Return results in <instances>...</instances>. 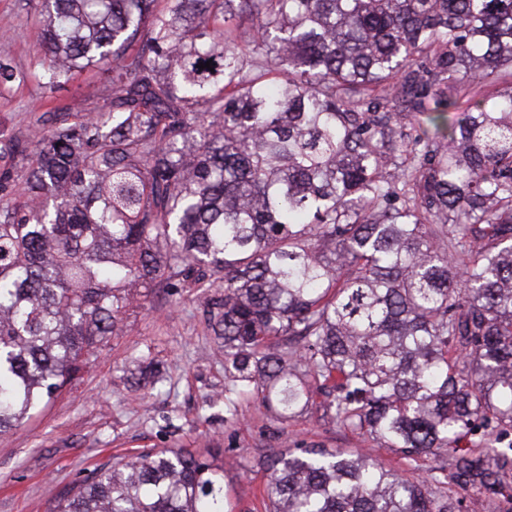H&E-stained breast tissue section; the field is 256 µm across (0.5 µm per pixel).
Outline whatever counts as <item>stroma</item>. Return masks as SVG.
I'll use <instances>...</instances> for the list:
<instances>
[{
  "mask_svg": "<svg viewBox=\"0 0 512 512\" xmlns=\"http://www.w3.org/2000/svg\"><path fill=\"white\" fill-rule=\"evenodd\" d=\"M42 0H0V40L24 83L0 93V131L38 139L47 108L83 102L93 110L110 97L107 65L74 75L47 90L37 73L43 56L37 18ZM199 293L170 295L153 288L142 307L126 314V329L110 337L96 360L57 393L23 428L0 435V512H53L57 497L94 468L141 448H188L235 465L224 485L235 512H264L266 474L261 459L271 450L322 443L367 453L404 472L409 464L371 437L336 427L318 405L279 423L252 400L237 403L233 420L215 395L224 389V359L203 318ZM158 362L163 379L154 389L130 380L138 358Z\"/></svg>",
  "mask_w": 512,
  "mask_h": 512,
  "instance_id": "obj_1",
  "label": "stroma"
}]
</instances>
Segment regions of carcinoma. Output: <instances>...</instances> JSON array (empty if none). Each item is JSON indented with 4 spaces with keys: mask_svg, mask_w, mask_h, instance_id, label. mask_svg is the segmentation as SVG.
Instances as JSON below:
<instances>
[{
    "mask_svg": "<svg viewBox=\"0 0 512 512\" xmlns=\"http://www.w3.org/2000/svg\"><path fill=\"white\" fill-rule=\"evenodd\" d=\"M39 24L43 87L107 62L112 96L49 113L37 143L0 133V434L163 276L207 296L226 414L247 397L283 423L319 395L443 477L281 448L266 512L504 495L512 442L460 443L512 432V0H45ZM21 79L1 45L0 90ZM54 512L232 507L224 461L149 448Z\"/></svg>",
    "mask_w": 512,
    "mask_h": 512,
    "instance_id": "obj_1",
    "label": "carcinoma"
}]
</instances>
